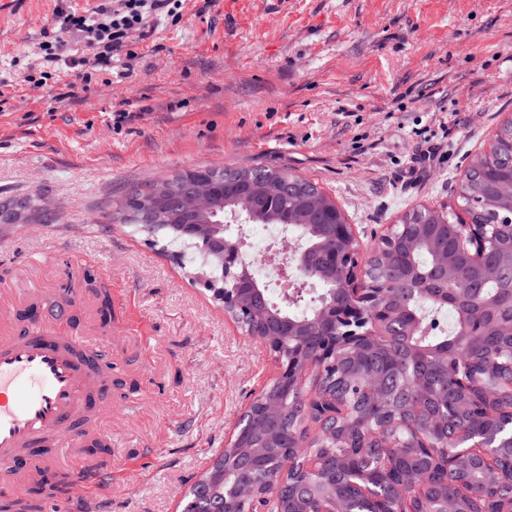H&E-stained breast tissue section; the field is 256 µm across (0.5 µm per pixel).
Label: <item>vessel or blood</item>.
I'll return each instance as SVG.
<instances>
[{"mask_svg": "<svg viewBox=\"0 0 512 512\" xmlns=\"http://www.w3.org/2000/svg\"><path fill=\"white\" fill-rule=\"evenodd\" d=\"M87 303L78 288H30L14 325L0 331V500L20 497L35 478L57 470L63 453L112 441L94 425L112 409L99 355L89 338L63 329L70 312ZM105 484L80 470L66 497L84 502Z\"/></svg>", "mask_w": 512, "mask_h": 512, "instance_id": "vessel-or-blood-1", "label": "vessel or blood"}]
</instances>
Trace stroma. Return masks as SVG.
<instances>
[{"mask_svg": "<svg viewBox=\"0 0 512 512\" xmlns=\"http://www.w3.org/2000/svg\"><path fill=\"white\" fill-rule=\"evenodd\" d=\"M102 2L0 0V206L18 216L0 224V281L108 290L112 483L91 512H181L278 365L200 275L112 223L108 200L198 166L285 168L371 247L413 209L453 203L512 117V0H182L133 70L117 56L85 81L70 61L93 51L64 16ZM429 137L444 158L413 177Z\"/></svg>", "mask_w": 512, "mask_h": 512, "instance_id": "1", "label": "stroma"}]
</instances>
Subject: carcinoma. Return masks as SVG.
<instances>
[{"mask_svg":"<svg viewBox=\"0 0 512 512\" xmlns=\"http://www.w3.org/2000/svg\"><path fill=\"white\" fill-rule=\"evenodd\" d=\"M193 170L170 177L150 180L131 189L112 202V223L124 224L131 233L144 235L154 242L178 249L183 264L196 267L219 285V290L249 288L256 284L262 295L243 296V302L255 308L256 318L273 345L280 348L283 361L314 359L325 339V330L316 322L321 309L331 301L343 305L347 297L341 286L332 255L340 249L333 225L345 220L333 200L318 213L309 211L295 183L302 177L281 169L234 168L227 178L213 183L215 214L190 216L175 208L162 212L152 224L133 219L130 208L136 201H146L162 190L183 183ZM253 180L269 184L268 193L254 198L247 224H279L296 234L289 247L311 249L313 279L323 292L317 299L305 302L294 292L288 293L285 305L270 300L264 284L247 270L224 271L220 245L234 239L230 224L235 222L233 210L241 187ZM512 121L504 123L489 150L476 155L461 180L457 207L422 208L405 214L401 223L385 241L388 248L379 251L375 265L368 267L376 276L383 302L395 309L398 317L386 327V335L396 332L403 322L413 317L417 325L409 336V347L402 351L394 343L370 355L355 358L345 354L342 366L316 376L309 387L268 384L263 394L277 400L281 408L278 426L268 429L256 422L247 433L243 448L230 442L218 454L224 469V481L215 485L191 486L183 512H193L195 500L205 499L224 507V494L237 477L235 463L244 454L262 452L263 466L252 473L260 491L280 486V493L266 500L269 512H306L309 492L329 495L332 489L320 487L306 471L312 460L332 457L344 469L343 483L360 486L381 484L386 493L394 492L411 472L420 467L426 454L414 429L426 423V403L448 398V366L446 356L454 355L467 345L455 373L460 376L509 379L512 367ZM487 225L490 242L480 258L459 250L451 226L454 224ZM189 224L213 225L207 242L187 229ZM448 255V261L462 268L461 279L453 282L433 280L427 291L418 293L406 286L419 273L428 272L435 255ZM496 266L499 279L484 284L478 266ZM388 372L390 397L383 403L368 398L362 391L364 375L374 369ZM336 396V425L328 435L309 434L318 424L317 399L325 394ZM499 414L494 440L486 455L493 457L508 447L512 438V403L494 401L471 414L474 431L484 434L490 425L486 412ZM497 489L501 496L512 495V465H499ZM479 470L462 476L448 474L439 484L438 495L466 512H495V503L486 498H471L470 485L480 481Z\"/></svg>","mask_w":512,"mask_h":512,"instance_id":"carcinoma-1","label":"carcinoma"}]
</instances>
